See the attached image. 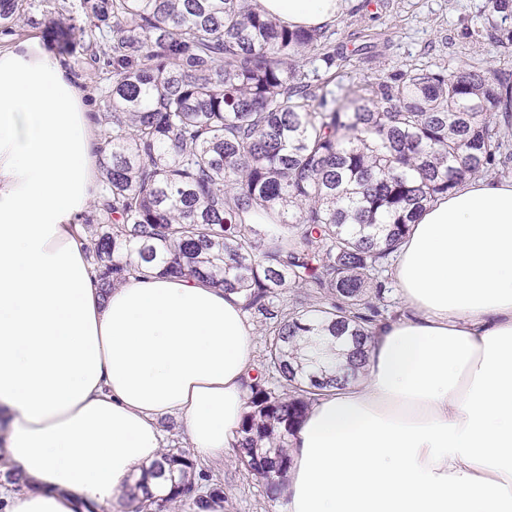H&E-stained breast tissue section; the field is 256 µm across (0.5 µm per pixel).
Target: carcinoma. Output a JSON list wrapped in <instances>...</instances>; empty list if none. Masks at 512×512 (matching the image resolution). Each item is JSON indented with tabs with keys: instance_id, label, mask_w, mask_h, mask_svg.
I'll return each instance as SVG.
<instances>
[{
	"instance_id": "1",
	"label": "carcinoma",
	"mask_w": 512,
	"mask_h": 512,
	"mask_svg": "<svg viewBox=\"0 0 512 512\" xmlns=\"http://www.w3.org/2000/svg\"><path fill=\"white\" fill-rule=\"evenodd\" d=\"M53 22L59 51L106 58L100 196L81 238L104 288L153 272L238 293L269 336L236 435L267 494L288 474L310 405L365 366L387 288L380 273L410 224L464 179L512 158L493 115L507 80L479 69L410 68L334 87L324 29H290L257 0H79ZM30 9L0 0V28ZM470 42L512 48V0H490ZM325 75L314 84L305 66ZM295 288V308L286 289ZM347 337L346 364L300 352L304 333ZM191 508L223 488L184 451L163 453L125 492Z\"/></svg>"
}]
</instances>
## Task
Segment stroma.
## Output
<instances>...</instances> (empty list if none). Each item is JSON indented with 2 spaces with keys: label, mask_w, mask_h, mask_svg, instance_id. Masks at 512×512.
<instances>
[{
  "label": "stroma",
  "mask_w": 512,
  "mask_h": 512,
  "mask_svg": "<svg viewBox=\"0 0 512 512\" xmlns=\"http://www.w3.org/2000/svg\"><path fill=\"white\" fill-rule=\"evenodd\" d=\"M31 3L29 16L13 27L12 39L52 42L50 23L57 17L58 0ZM486 6L487 0H349L329 26L330 45L343 57L336 79L359 87L411 64L512 74V50L490 43L476 48L465 37L479 25ZM204 468L224 488V512H281L282 502L267 497L263 480L235 452L205 462Z\"/></svg>",
  "instance_id": "1"
}]
</instances>
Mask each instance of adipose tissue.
Wrapping results in <instances>:
<instances>
[{
  "mask_svg": "<svg viewBox=\"0 0 512 512\" xmlns=\"http://www.w3.org/2000/svg\"><path fill=\"white\" fill-rule=\"evenodd\" d=\"M291 27L346 0H258ZM87 93L38 41L0 50V456L9 512H107L160 460L235 443L254 367L240 296L189 278L102 293L78 220L98 194ZM403 311L358 380L291 438L283 512H512V179L467 178L422 211L393 267Z\"/></svg>",
  "mask_w": 512,
  "mask_h": 512,
  "instance_id": "1",
  "label": "adipose tissue"
}]
</instances>
